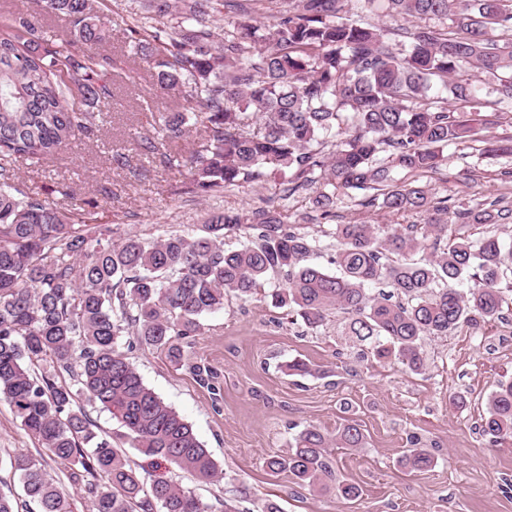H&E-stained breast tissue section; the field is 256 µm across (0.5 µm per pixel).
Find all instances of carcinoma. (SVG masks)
I'll return each mask as SVG.
<instances>
[{
  "mask_svg": "<svg viewBox=\"0 0 512 512\" xmlns=\"http://www.w3.org/2000/svg\"><path fill=\"white\" fill-rule=\"evenodd\" d=\"M410 26L368 20L376 3ZM69 20L70 47L44 40L19 19L0 33V160L54 156L88 137L95 114L68 99L64 75L75 76L86 105L106 106L120 61L100 50L106 29L102 0H42ZM248 20L218 37L219 7ZM143 22L129 29V47L157 69L158 86L178 92L171 112L154 116L155 136L138 148L169 168H185L192 192L216 195L258 181L294 197L321 183L313 221L336 218V190H371L364 206L389 214L426 215L422 224L390 230L379 224H337L330 264L306 263L320 240L294 230L276 210L214 211L204 233L170 232L153 239L93 234L86 221L21 190L0 165V400L22 429L48 450L79 487L87 512H281L246 496L219 505L155 476L94 431L74 397L108 412L123 437L146 457L161 458L198 481L219 467L178 412L149 388L128 360L137 346L165 353L223 401L220 373L194 356L201 319L230 298L258 295L323 326L336 310L342 335L370 346L381 363L427 370L423 342L476 318L499 319L512 302V244L495 235L448 240L441 213L424 187L395 183L394 174L435 173L452 141L473 140L478 125L512 112V0H143ZM201 149L177 155L170 144L190 128ZM387 153L383 159L378 154ZM462 224H508L512 204L496 198L455 206ZM240 237L225 247V238ZM287 282L270 288L269 277ZM45 363L37 370L39 363ZM288 374L327 377L295 360ZM489 442L512 435V379L487 399L481 425ZM365 444L357 423L336 435L313 426L294 437L286 455L266 458L301 487L345 501L359 485L336 478L329 449ZM400 464L426 470L432 454L421 439ZM10 467L23 485L26 512H74L43 458L19 451Z\"/></svg>",
  "mask_w": 512,
  "mask_h": 512,
  "instance_id": "obj_1",
  "label": "carcinoma"
}]
</instances>
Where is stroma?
<instances>
[{
  "instance_id": "stroma-1",
  "label": "stroma",
  "mask_w": 512,
  "mask_h": 512,
  "mask_svg": "<svg viewBox=\"0 0 512 512\" xmlns=\"http://www.w3.org/2000/svg\"><path fill=\"white\" fill-rule=\"evenodd\" d=\"M106 14L112 22L102 48L122 58L112 78L111 104L93 136L73 141L51 160L17 164L19 187L58 209L78 208L91 224L111 228L117 238L198 233L210 210L264 205L274 193L270 183L200 197L188 193L185 171L141 155L138 144L153 134L154 112L174 108L176 97L159 89L146 63L127 54L128 30L135 24L131 0H107ZM20 17L35 24L44 39L70 36L68 20L45 13L39 0H0V32L12 31ZM511 136L512 121L506 119L480 131L477 140L449 145L447 164L419 177V184L434 201L512 199V181L503 177L512 170V156L482 152L484 140ZM116 151L124 154L126 168L114 164ZM64 185L70 196L60 194ZM362 197L359 191L338 194L337 223L362 215L373 224L423 221L419 214L364 212ZM202 324L195 352L221 374V408H214L206 389L163 352L138 349L130 359L144 383L192 424L223 470V480L201 484L171 469L173 479L203 501L244 493L259 503L274 500L282 512H512V497L498 489L502 479L512 480V437L492 445L479 429L489 395L512 378V307L493 324L464 326L448 337L426 340L429 368L422 374L392 361L359 359L341 334L344 316L336 312L312 331L264 303L232 300ZM295 359L328 370V377L286 375L283 365ZM351 421L360 424L365 448H337L333 456L337 476L360 485L358 499L303 488L287 473L265 469L268 456L288 452L295 428L313 425L333 434ZM413 434L431 445L432 468L400 467ZM20 450L34 454L38 447L8 403L0 401V485L18 497L23 490L9 458Z\"/></svg>"
}]
</instances>
